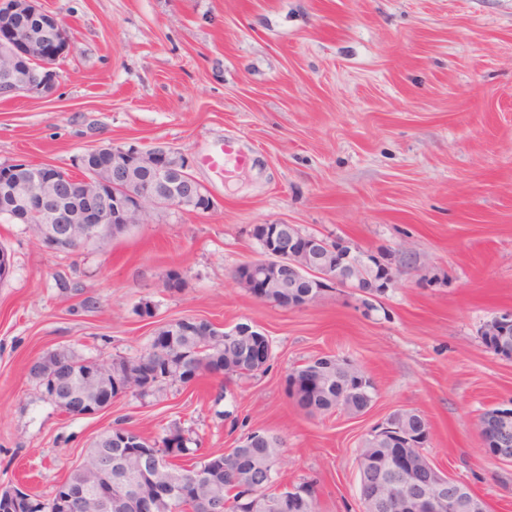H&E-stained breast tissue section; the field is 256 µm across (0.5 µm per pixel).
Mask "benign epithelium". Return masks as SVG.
<instances>
[{"mask_svg":"<svg viewBox=\"0 0 512 512\" xmlns=\"http://www.w3.org/2000/svg\"><path fill=\"white\" fill-rule=\"evenodd\" d=\"M40 13L38 0H0V12ZM53 27H41L35 32L28 28H10L0 31V51L11 60V65L0 70V85L10 97L26 96L50 98L57 89L59 74L55 62L73 49V42L64 20L52 16ZM98 164L91 167L76 185L83 204L68 206L58 203L52 208L46 204L56 200L57 188L66 179L64 172L51 166L33 167L17 161L19 170L27 172L35 188L28 193L24 211L18 213L24 223L34 225L44 246L52 251L59 238L78 246L97 236L111 233L114 224H139L147 210L181 209L184 207L183 190L192 188L194 176L189 162L170 160L173 151L156 146L147 152L137 146L99 145L93 149ZM147 164L153 178L133 187L115 191L114 173L119 167L136 168ZM61 224L65 233L54 231ZM289 272L292 279L280 283L282 288L296 287V279L307 272L314 277L316 288H378L376 297L386 293L394 282L391 262L385 258L364 254L349 242L327 240L314 234L291 233L278 248H265L263 257L245 264L236 280L250 288L254 296L263 298V289L269 287L279 271ZM512 326V312L492 319L488 335L505 336ZM399 414L392 413L368 431L388 445V456L383 465L393 472H403L410 465L412 449L403 447V436L396 427ZM99 466L94 472H83L78 481L61 483L51 504L53 512H112L122 504L112 501V484L105 474L112 472V449L100 448L96 452ZM151 483L143 496L131 502L136 512H153L152 499L168 498L175 502L186 496L182 485L173 479H156L152 472L161 468L160 459L144 456ZM475 496L472 488L447 474L438 473L421 482L405 478L397 483H377L363 493L364 512H394L396 509H415L417 512H473ZM43 500L27 491L14 488L0 492V512H44Z\"/></svg>","mask_w":512,"mask_h":512,"instance_id":"7a95c632","label":"benign epithelium"}]
</instances>
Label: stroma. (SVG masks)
Masks as SVG:
<instances>
[{"mask_svg":"<svg viewBox=\"0 0 512 512\" xmlns=\"http://www.w3.org/2000/svg\"><path fill=\"white\" fill-rule=\"evenodd\" d=\"M70 28L49 99L0 101V164L76 173L110 143L185 156L212 210L152 223L74 254L0 223V489L47 499L116 424L146 437L180 427L200 455L244 428L280 436L283 483L312 484L320 512H362L357 450L400 408L429 422L426 454L488 512H512V464L483 451L477 420L512 406V359L484 325L512 311V0H39ZM232 138L249 164L200 160ZM257 224H293L362 252L399 256L376 308L326 289L303 309L255 298L234 278L258 259ZM93 298L95 308L84 307ZM181 318L250 322L267 371L60 411L31 360L66 345L132 358ZM333 355L374 380L372 407L307 417L284 387Z\"/></svg>","mask_w":512,"mask_h":512,"instance_id":"obj_1","label":"stroma"}]
</instances>
